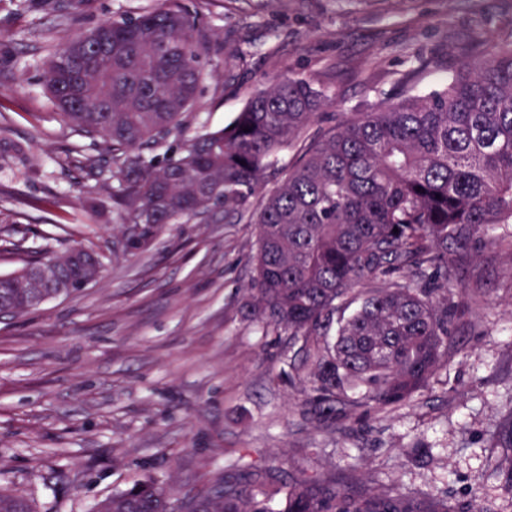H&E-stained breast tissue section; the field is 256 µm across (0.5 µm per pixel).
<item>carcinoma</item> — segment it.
Returning a JSON list of instances; mask_svg holds the SVG:
<instances>
[{
    "label": "carcinoma",
    "instance_id": "obj_1",
    "mask_svg": "<svg viewBox=\"0 0 512 512\" xmlns=\"http://www.w3.org/2000/svg\"><path fill=\"white\" fill-rule=\"evenodd\" d=\"M207 38L177 0L136 18L105 21L53 55L45 84L67 122L102 140L115 193L136 236L160 224L203 221L219 210L252 213L271 158L296 144L331 104L323 82L280 77L253 94L222 129L183 153L164 145L194 105ZM469 55L443 88L416 91L340 115L310 143L257 213L248 316L288 336L285 375L309 391L318 414L357 421L414 404L448 368L453 327L469 310L476 245L512 261V28ZM248 131H243V128ZM398 232H393V229ZM0 281V316L35 308L29 295H70L98 258L81 249ZM493 473L512 495V407L497 424ZM0 512H32L0 489ZM96 512H457L448 491L413 498L394 485L342 487L296 475L272 481L254 462L234 464L179 496L157 478L112 495Z\"/></svg>",
    "mask_w": 512,
    "mask_h": 512
}]
</instances>
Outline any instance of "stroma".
Instances as JSON below:
<instances>
[{"label": "stroma", "instance_id": "1", "mask_svg": "<svg viewBox=\"0 0 512 512\" xmlns=\"http://www.w3.org/2000/svg\"><path fill=\"white\" fill-rule=\"evenodd\" d=\"M162 0H0V276L74 246L96 252V284L0 321V488L34 512H95L134 481L177 490L240 455L270 477L354 478L402 491H449L458 512H512L486 471L501 412L512 407V265L490 258L448 346V373L415 405L352 426L312 420L300 386L279 378L285 337L243 317L256 227L223 219L159 225L133 249L111 191L68 161L97 155L55 106L49 60L76 34L136 17ZM208 35L201 93L181 147L224 127L251 94L284 75H316L338 112L397 96L418 70L438 88L475 27L498 34L512 0H181ZM104 205L96 220L89 198ZM425 466H405L416 443Z\"/></svg>", "mask_w": 512, "mask_h": 512}]
</instances>
